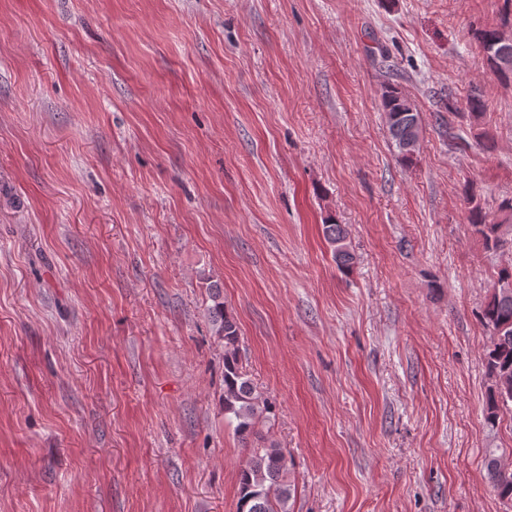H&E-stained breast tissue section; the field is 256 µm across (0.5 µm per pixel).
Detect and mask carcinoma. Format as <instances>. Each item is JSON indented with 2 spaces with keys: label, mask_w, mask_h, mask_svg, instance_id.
Returning <instances> with one entry per match:
<instances>
[{
  "label": "carcinoma",
  "mask_w": 512,
  "mask_h": 512,
  "mask_svg": "<svg viewBox=\"0 0 512 512\" xmlns=\"http://www.w3.org/2000/svg\"><path fill=\"white\" fill-rule=\"evenodd\" d=\"M482 47L495 52L485 55L487 66L498 77L512 82V38L496 28L477 32ZM388 131L397 150L398 161L406 166L414 163L419 151L422 117L414 101L396 84H389L382 94ZM466 108L474 119L486 116L487 105L473 92ZM468 224L483 242L487 251L496 253L505 243L503 226L512 223V196L504 197L495 214L485 211L473 191L464 195ZM323 234L333 246L338 269L349 271L355 254L347 242L342 225L333 219L323 224ZM211 305L208 312L215 334L224 343V417L235 423V433L242 442L256 434V428L270 419L272 407L261 400L253 383L240 364V330L236 319L224 305V296L216 285L210 286ZM481 319L490 332L491 345L485 354V368L490 380L486 397V419L493 424L500 415L512 413V260L497 266L496 281L481 312ZM504 454L490 448L485 456V470L496 495L512 503V468L501 464ZM296 486L291 479L289 461L283 449L274 443L251 450L238 471L237 512H290L289 502Z\"/></svg>",
  "instance_id": "carcinoma-1"
}]
</instances>
